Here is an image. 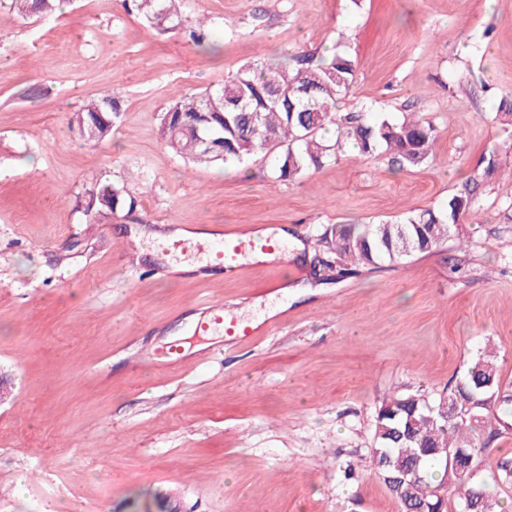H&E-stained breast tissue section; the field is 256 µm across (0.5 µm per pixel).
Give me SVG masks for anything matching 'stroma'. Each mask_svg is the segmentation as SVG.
Returning a JSON list of instances; mask_svg holds the SVG:
<instances>
[{"instance_id":"1","label":"stroma","mask_w":512,"mask_h":512,"mask_svg":"<svg viewBox=\"0 0 512 512\" xmlns=\"http://www.w3.org/2000/svg\"><path fill=\"white\" fill-rule=\"evenodd\" d=\"M181 10L219 55L157 34L129 0L0 9V512H399L370 467L381 404L445 394L489 344L512 384V0ZM338 45L357 66L340 112L420 113L437 135L422 164L348 149L281 182L269 158L197 167L160 140L180 94ZM103 91L121 111L93 147L70 118ZM105 181L129 205L88 225ZM468 184L445 245L317 282L316 228L441 211ZM217 224L288 238L234 274L172 272V234ZM206 299L255 335L178 338ZM56 0H1L0 7H6L26 18H49L55 11Z\"/></svg>"}]
</instances>
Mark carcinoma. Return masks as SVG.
<instances>
[{"instance_id":"obj_1","label":"carcinoma","mask_w":512,"mask_h":512,"mask_svg":"<svg viewBox=\"0 0 512 512\" xmlns=\"http://www.w3.org/2000/svg\"><path fill=\"white\" fill-rule=\"evenodd\" d=\"M56 0H0L22 17L49 18ZM144 22L157 32L185 29L182 0H132ZM196 47L215 54L219 45L202 21L188 28ZM356 62L340 47L321 57L295 53L274 65H248L224 85L203 93H185L161 113L159 135L175 153L201 165H236L258 153L275 152L272 173L292 181L336 158L351 145L362 154L387 152L408 167L422 164L436 142L434 126L408 112L403 118H373L365 112H337L340 97L355 83ZM119 103L105 91L73 113L83 140L94 146L112 135ZM466 187L448 200L446 214L412 211L399 222L332 224L318 234L314 266L323 280L337 281L362 268L397 264L448 242L452 226L470 202ZM125 205L120 191L97 187L85 202V214L96 217ZM512 385L500 381L496 353L484 348L463 378L438 401L403 394L382 404L375 419L374 472L400 512H447L445 485L459 491L456 512H497L495 488L468 474L449 477L448 451L473 457L478 467L486 448L512 425ZM418 463L411 485L388 480L397 470ZM442 469L441 479L432 470Z\"/></svg>"}]
</instances>
